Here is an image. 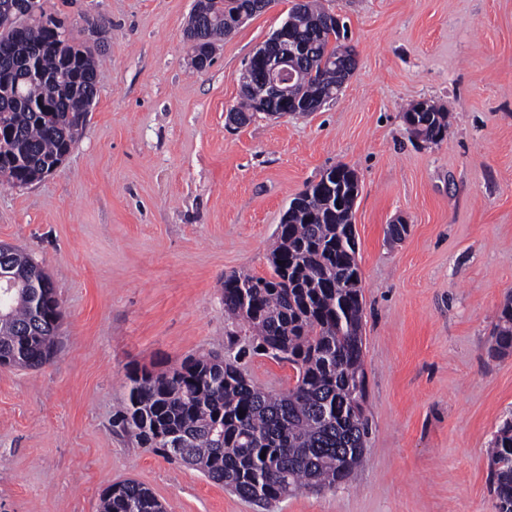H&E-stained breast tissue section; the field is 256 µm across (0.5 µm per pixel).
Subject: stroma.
<instances>
[{"label":"stroma","instance_id":"1","mask_svg":"<svg viewBox=\"0 0 512 512\" xmlns=\"http://www.w3.org/2000/svg\"><path fill=\"white\" fill-rule=\"evenodd\" d=\"M96 52L98 94L52 174L0 186V243L29 253L62 303L60 351L0 367V512H99L133 479L167 512H258L198 470L139 447L119 413L129 371L227 351L225 274L271 276L291 199L353 167L368 435L345 485L300 491L274 512H495L487 450L512 418V353L497 354L512 296V0H323L357 66L304 116L233 125L245 61L294 0L217 43L199 72L184 32L195 0H40ZM449 116L434 144L402 113ZM404 221L402 239L388 228ZM275 392L296 371L248 357ZM495 350L499 353L512 351V297L506 300L498 315L495 330Z\"/></svg>","mask_w":512,"mask_h":512}]
</instances>
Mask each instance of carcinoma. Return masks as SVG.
Listing matches in <instances>:
<instances>
[{"label": "carcinoma", "instance_id": "cac0c4a2", "mask_svg": "<svg viewBox=\"0 0 512 512\" xmlns=\"http://www.w3.org/2000/svg\"><path fill=\"white\" fill-rule=\"evenodd\" d=\"M256 0H207L210 20L189 21L192 54L209 55L215 42L230 34L233 13ZM328 11L306 0L292 13V34L313 44L297 101L317 94L331 99L338 77L329 60L336 56V30L324 20ZM37 53L39 69L53 77L68 65V78L20 85L0 101V130L14 140L9 152L21 164H0V182L21 187L40 180L76 144L93 105L97 83L95 50L71 41L63 22L39 10V20L13 41L0 32V81ZM242 123L260 112L249 90L234 105ZM404 122L411 133L440 143L448 134V113L428 101L411 104ZM330 170L341 176L345 202L310 184L297 195L298 210L287 209L270 251L269 278L245 272L224 276V311L240 321L245 334H231L224 358L209 353L188 357L179 366L154 372L146 367L128 375L127 401L118 418L122 430L143 448L197 468L214 483L269 512L303 490L321 491L344 483L361 463L368 434L363 404L366 372L362 352L361 278L351 223L359 195L356 171L346 164ZM10 266L19 287L0 292V366L40 368L58 351L61 303L53 288L29 287L51 278L26 252ZM495 350L512 351V297L498 315ZM263 352L289 362L297 380L286 392L254 384L241 361ZM495 512H512V419L498 429L490 448ZM100 512H165L155 495L135 480L110 485Z\"/></svg>", "mask_w": 512, "mask_h": 512}]
</instances>
